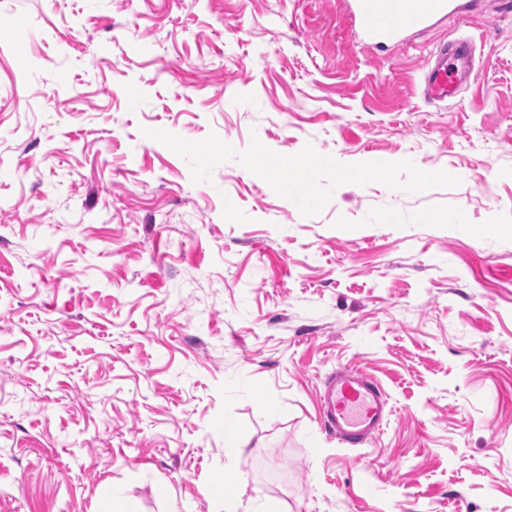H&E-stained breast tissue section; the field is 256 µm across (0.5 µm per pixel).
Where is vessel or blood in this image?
I'll return each instance as SVG.
<instances>
[{
    "label": "vessel or blood",
    "mask_w": 512,
    "mask_h": 512,
    "mask_svg": "<svg viewBox=\"0 0 512 512\" xmlns=\"http://www.w3.org/2000/svg\"><path fill=\"white\" fill-rule=\"evenodd\" d=\"M348 5L360 23L363 41L373 46L399 42L403 31L423 30L457 9L455 0H348ZM472 71L473 47L468 41L438 46L424 70L425 96L448 100ZM321 414L339 440L357 446L381 432L390 410L381 385L358 368L342 366L325 378Z\"/></svg>",
    "instance_id": "vessel-or-blood-1"
}]
</instances>
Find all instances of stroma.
<instances>
[{
	"instance_id": "1",
	"label": "stroma",
	"mask_w": 512,
	"mask_h": 512,
	"mask_svg": "<svg viewBox=\"0 0 512 512\" xmlns=\"http://www.w3.org/2000/svg\"><path fill=\"white\" fill-rule=\"evenodd\" d=\"M461 5L0 0V512H512V0ZM456 0H348L349 11L360 23L365 43H398L404 30H423L439 17L455 12ZM473 71V47L466 40H452L432 51L424 70V94L437 101H448ZM390 412L382 386L360 369L342 366L326 376L321 414L343 443H367L381 432Z\"/></svg>"
}]
</instances>
